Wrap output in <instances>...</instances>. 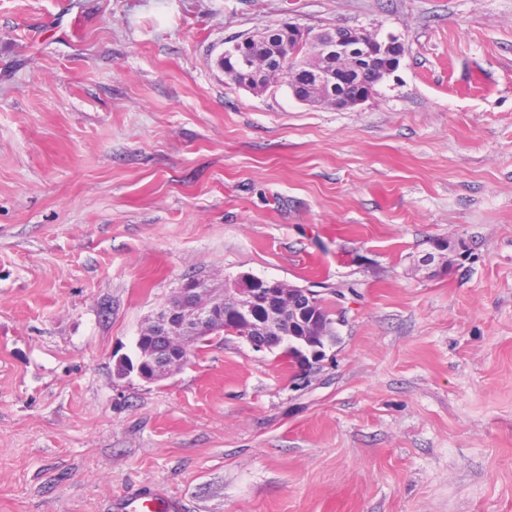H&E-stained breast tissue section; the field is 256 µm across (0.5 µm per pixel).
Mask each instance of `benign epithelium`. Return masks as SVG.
Instances as JSON below:
<instances>
[{"label": "benign epithelium", "instance_id": "1", "mask_svg": "<svg viewBox=\"0 0 512 512\" xmlns=\"http://www.w3.org/2000/svg\"><path fill=\"white\" fill-rule=\"evenodd\" d=\"M306 51L302 60L288 68L283 53L288 46L275 52L273 58H258L239 62V68L263 70L273 78L296 80L298 71L306 69L315 77V83L325 88L322 104L336 111L362 105L373 97L375 88L392 71L386 69L381 77L375 75L377 49L389 52L397 59L405 54V45L400 40L378 37L366 27H355L347 32L338 28L312 32L301 29ZM337 51L345 62H350L358 51L364 53L367 66L363 68V87L353 96L338 95L334 87L337 75L322 66V59ZM281 297L288 303V311L301 315L320 303V293L309 286L290 285L279 292V282L264 281L259 288H225L217 290L204 286L198 280L181 284L175 295L140 329L139 336H149L157 342L158 349L141 356L134 363L122 362L123 374L136 372L147 382L169 378L178 368L189 363L195 355L197 336L221 330L247 342L256 351L269 347L266 327L273 326L281 335L292 330L293 322L283 315L268 311L269 321L257 319L258 307L269 303L272 297Z\"/></svg>", "mask_w": 512, "mask_h": 512}]
</instances>
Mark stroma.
<instances>
[{
  "label": "stroma",
  "instance_id": "obj_1",
  "mask_svg": "<svg viewBox=\"0 0 512 512\" xmlns=\"http://www.w3.org/2000/svg\"><path fill=\"white\" fill-rule=\"evenodd\" d=\"M406 52L336 112L215 55ZM316 285L300 370L225 335L115 374L190 279ZM512 512V0H0V512ZM286 27L295 28L293 24H283ZM283 25L270 27L262 32V39L260 41L254 39L243 38L241 41L235 43L233 52L220 51L214 61L224 54V63L232 58L244 57L246 59L253 58L250 61L241 59L239 68L250 70H265L274 78H287L288 82L291 80L295 82L297 73L302 68L306 71L313 73L315 83L325 88V93L322 95V105L336 111L347 110L356 106L362 105L373 97L375 88L387 77L392 75V71L385 69L382 73L381 79L378 80L375 75V58L379 46H382V51L388 52L397 58L400 62L405 54V45L399 39L394 40L389 37L385 40L380 39L378 34L367 27H355L349 32H344L338 28L325 29L313 33L311 30L300 28L302 33V41L306 43V51L303 53L301 61H297L292 70L284 62L282 54L288 50V45L282 46L279 51H276L272 58H259L267 57L272 54V50L278 48L285 39L288 41V32L283 28ZM337 51L340 53L345 63L348 64L358 51L364 52V58L368 65L362 70L359 63L352 65L349 68L342 67V58L339 55L330 53ZM329 55V56H327ZM327 56V57H326ZM326 57V58H325ZM258 58V59H256ZM325 58V67L322 66V59ZM275 59L277 65L272 61ZM278 62L279 65H278ZM231 70L235 71L234 79L239 84H248L258 89L261 93L269 86L267 78L263 77L258 81V76L250 70L241 71L233 64L229 65ZM334 70L338 72L342 78L340 86L337 88L339 94H348L355 92L361 87L354 96L335 95L334 87L338 83L337 75ZM363 71V81L361 75ZM248 82H246V80ZM314 80H310L307 76L302 83V87L298 88L297 85H292L297 96L320 97L319 89H317ZM291 89V92H292ZM120 512H175L180 509L177 500L165 497L131 495L118 504Z\"/></svg>",
  "mask_w": 512,
  "mask_h": 512
}]
</instances>
